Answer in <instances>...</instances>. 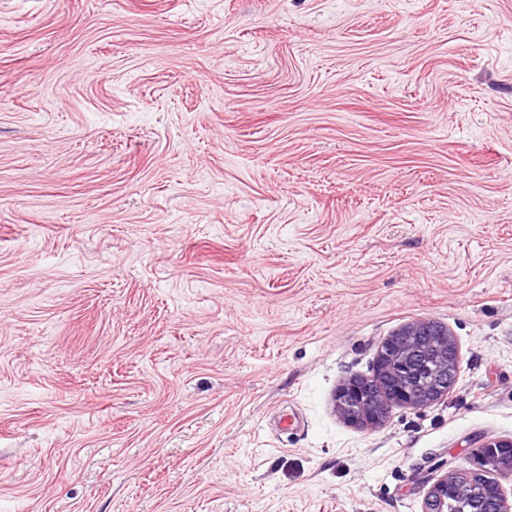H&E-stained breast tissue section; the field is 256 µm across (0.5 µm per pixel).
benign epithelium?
Listing matches in <instances>:
<instances>
[{
  "label": "benign epithelium",
  "instance_id": "obj_1",
  "mask_svg": "<svg viewBox=\"0 0 512 512\" xmlns=\"http://www.w3.org/2000/svg\"><path fill=\"white\" fill-rule=\"evenodd\" d=\"M429 343L440 356L432 392L419 394L408 383L411 354ZM460 374L458 343L448 328L432 321L409 324L381 342L373 375L346 377L336 390L343 417L365 429L377 428L391 407H426L448 395ZM489 475L478 507L472 512H512L500 478L512 476V442L487 441L474 449L470 467L455 469L433 484L425 494L423 512H448V500L461 494L466 484Z\"/></svg>",
  "mask_w": 512,
  "mask_h": 512
}]
</instances>
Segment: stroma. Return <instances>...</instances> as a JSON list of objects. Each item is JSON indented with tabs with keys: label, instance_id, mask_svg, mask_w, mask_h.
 <instances>
[{
	"label": "stroma",
	"instance_id": "stroma-1",
	"mask_svg": "<svg viewBox=\"0 0 512 512\" xmlns=\"http://www.w3.org/2000/svg\"><path fill=\"white\" fill-rule=\"evenodd\" d=\"M447 326L461 375L335 403ZM512 441V0H0V512H422ZM430 343L440 356L432 392L418 394L410 387L412 353ZM460 374L459 347L447 327L432 321L412 323L381 342L371 377L351 375L336 390V403L343 417L365 429L377 428L392 406L421 408L447 396ZM383 384V396L375 399L373 390ZM353 411L354 413H351Z\"/></svg>",
	"mask_w": 512,
	"mask_h": 512
}]
</instances>
